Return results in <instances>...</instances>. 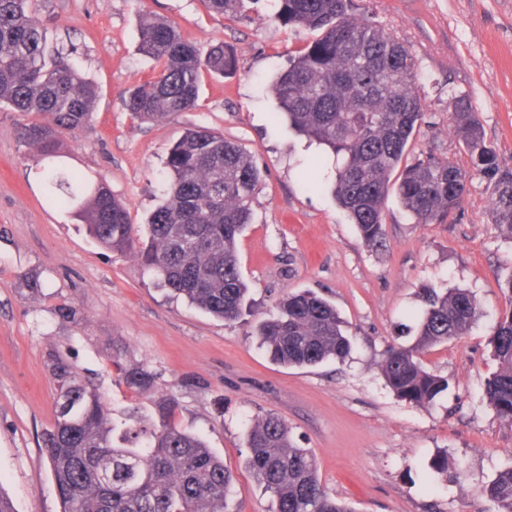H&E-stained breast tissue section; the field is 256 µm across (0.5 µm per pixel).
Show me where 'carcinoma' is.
<instances>
[{
    "label": "carcinoma",
    "mask_w": 512,
    "mask_h": 512,
    "mask_svg": "<svg viewBox=\"0 0 512 512\" xmlns=\"http://www.w3.org/2000/svg\"><path fill=\"white\" fill-rule=\"evenodd\" d=\"M212 12L241 17L259 0H202ZM273 19L283 26L319 32L278 76L275 95L291 125L336 157L334 194L362 242L382 238L385 201L396 190L417 224L456 220L472 174L490 189L491 215L512 243V166L501 162L465 98H454L452 133L466 164L427 151L405 162L406 147L425 118L420 74L410 49L370 18L355 13L354 0H274ZM141 55L153 74L129 90L124 106L139 122L156 121L197 106L202 73L224 75L235 57L224 44L205 55L177 27L141 15ZM97 97L93 80L57 45L36 15L34 0H0V107L41 116L22 139L47 160V204L71 208L100 246L136 256L159 284L189 304L224 320L247 310L237 240L253 220L260 172L249 155L205 128L188 130L164 161L165 198L155 208L143 239L126 207L100 180L68 169L58 155L59 136L83 127ZM504 288L509 309L489 338L497 369L484 400L512 424V275ZM412 343L385 351L382 374L397 397L420 406L448 390V379L426 368L428 349L467 333L481 306L466 289L424 291ZM271 361L286 367L342 360L350 352L336 308L310 292L291 294L278 314L256 331ZM136 392L152 385L139 368L119 367ZM57 415L45 432V456L62 512H230L233 475L205 439L175 422L177 399L163 395L154 414L135 406L114 414L98 390L63 359L52 365ZM246 465L276 502L275 512H354L322 486L309 448L294 445L288 424L269 413L249 421ZM491 512H512V467L481 488Z\"/></svg>",
    "instance_id": "cac0c4a2"
}]
</instances>
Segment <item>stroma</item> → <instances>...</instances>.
Segmentation results:
<instances>
[{
    "label": "stroma",
    "instance_id": "obj_1",
    "mask_svg": "<svg viewBox=\"0 0 512 512\" xmlns=\"http://www.w3.org/2000/svg\"><path fill=\"white\" fill-rule=\"evenodd\" d=\"M356 4L417 60L425 122L413 152L461 158L450 117L462 96L512 166V0ZM37 9L98 86L90 121L61 138L64 161L104 180L134 226L163 197V161L187 128L238 144L261 180L255 220L238 241L252 314L227 324L172 298L133 255L98 247L69 210L49 207L44 161L20 138L37 116L0 109V490L15 512H61L40 452L55 423L51 364L59 357L116 413L133 405L151 413L158 397L174 393L178 421L231 471L235 512L275 507L245 464L246 424L267 413L288 423L297 447L312 449L322 485L354 512H488L482 486L512 467V426L483 401L512 244L492 221L485 180L471 176L454 224L413 223L389 195L382 243L366 246L332 194V154L277 113L273 80L313 31L274 21L268 0L244 19L209 12L202 0H37ZM145 12L174 23L201 51L224 43L236 57L231 74L202 76L196 109L149 123L132 120L122 99L152 73L138 51ZM426 288L468 289L482 313L461 339L425 354L449 388L422 407L395 396L381 362L416 328ZM302 291L336 306L352 342L345 360L287 368L259 348L254 328ZM118 362L148 372L151 388L133 393L117 377ZM443 455L459 482L432 469Z\"/></svg>",
    "mask_w": 512,
    "mask_h": 512
}]
</instances>
